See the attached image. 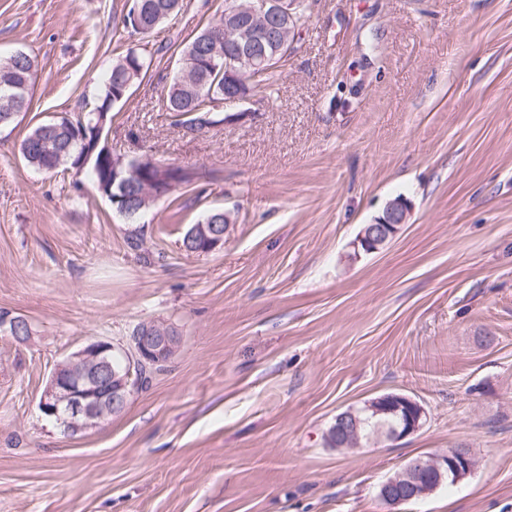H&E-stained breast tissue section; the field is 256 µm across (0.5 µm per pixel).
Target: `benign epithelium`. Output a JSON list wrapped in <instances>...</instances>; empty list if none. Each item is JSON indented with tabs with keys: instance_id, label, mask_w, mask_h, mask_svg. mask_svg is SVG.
<instances>
[{
	"instance_id": "benign-epithelium-1",
	"label": "benign epithelium",
	"mask_w": 512,
	"mask_h": 512,
	"mask_svg": "<svg viewBox=\"0 0 512 512\" xmlns=\"http://www.w3.org/2000/svg\"><path fill=\"white\" fill-rule=\"evenodd\" d=\"M295 0H242L224 23V70L231 78L247 81L249 75L266 62L251 55L250 47L265 37L270 44H286V26ZM411 204L403 196L389 201L383 216L363 227L356 245L367 253L384 248L407 223ZM234 223L232 214L224 213V232L211 224H192L187 243L207 242L209 251L224 246V237ZM181 336L173 327L160 322L142 325L139 336L132 341L130 361L118 371L112 367V343L92 342L72 353L54 368L48 385L39 400V410L53 418L68 433H79L99 425L123 409L134 389V367L140 364H161L180 347ZM362 412L374 416L393 414L400 422L388 433L391 441L403 439L418 431L426 413L408 396L382 397L365 403ZM336 435L341 449L362 446L359 423L349 410L336 419L329 429ZM476 460L466 448L418 457L407 463L379 489L380 500L390 507L420 498L435 491L444 479L459 482L471 475Z\"/></svg>"
}]
</instances>
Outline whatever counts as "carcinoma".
<instances>
[{
    "label": "carcinoma",
    "instance_id": "obj_1",
    "mask_svg": "<svg viewBox=\"0 0 512 512\" xmlns=\"http://www.w3.org/2000/svg\"><path fill=\"white\" fill-rule=\"evenodd\" d=\"M141 8L137 17L126 16L117 40L125 35L140 34L148 37L153 31L178 12L180 0H139ZM224 27L219 19L195 34L185 45L177 60V73L165 84L158 98L157 111L169 116L171 125L192 129L196 126H219L224 123V112L214 110L211 97L225 94L234 89L255 103L263 104L271 98L273 83L278 79V68L288 59L284 53L270 63L255 70L248 82L241 85L226 76L221 70L210 68L209 59L224 55V42H213L212 35ZM151 66L143 52L129 48L112 63L97 97L85 102L84 112L75 118L63 116L48 124L32 128L21 143L25 161L38 169L48 172L61 167L80 171L90 170L98 190L119 194L126 179L125 166L134 168L140 180L167 188L172 182L188 187L195 182L194 170L181 165H159L148 157H134L127 165L112 160V154L96 151L89 162H84V140L93 139L98 121L108 124L112 120L111 109L117 103L129 98L131 88L141 81ZM34 58L23 50L0 58V128L14 123L16 113L10 111L5 98L14 95L31 99L34 84ZM126 247L137 257L148 260L143 253L144 235L135 230L127 232ZM396 423L391 416L370 418L361 415L359 433L363 443L378 440V434L389 431Z\"/></svg>",
    "mask_w": 512,
    "mask_h": 512
}]
</instances>
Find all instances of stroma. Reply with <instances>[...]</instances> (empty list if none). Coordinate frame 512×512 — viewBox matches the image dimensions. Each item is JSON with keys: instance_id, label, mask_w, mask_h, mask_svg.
<instances>
[{"instance_id": "obj_1", "label": "stroma", "mask_w": 512, "mask_h": 512, "mask_svg": "<svg viewBox=\"0 0 512 512\" xmlns=\"http://www.w3.org/2000/svg\"><path fill=\"white\" fill-rule=\"evenodd\" d=\"M126 0H0V57L37 62L30 108L0 130V512H387L410 460L466 448L473 474L396 512H512V0H319L255 121L187 135L163 77L224 0H183L150 37L113 38ZM153 58L105 129L114 154L206 180L153 205L140 260L88 172L20 145L77 116L124 47ZM382 250L356 238L387 203ZM232 211L220 250L180 248ZM146 322L181 346L124 411L77 434L38 409L55 366ZM395 392L415 433L355 450L337 414ZM410 211L411 204L407 198L399 196L390 200L383 216L363 227L356 241L357 248L361 245L366 253L384 248L397 236L401 226L407 224Z\"/></svg>"}]
</instances>
